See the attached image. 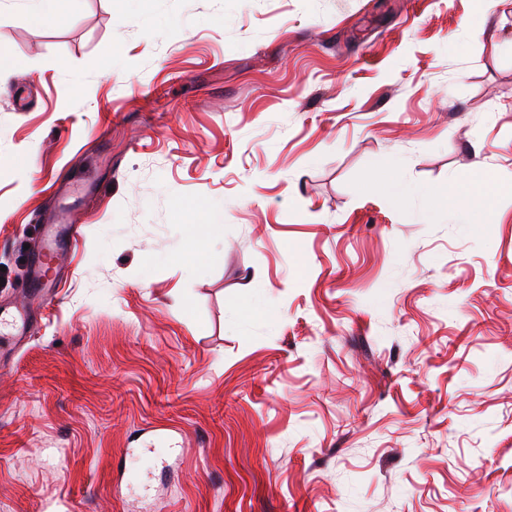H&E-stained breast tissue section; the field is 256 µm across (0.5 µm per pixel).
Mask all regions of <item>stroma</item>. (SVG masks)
I'll return each mask as SVG.
<instances>
[{
    "mask_svg": "<svg viewBox=\"0 0 512 512\" xmlns=\"http://www.w3.org/2000/svg\"><path fill=\"white\" fill-rule=\"evenodd\" d=\"M473 13L0 0V305L80 229L0 356V512H512V194L448 218L512 184V0ZM374 174H380L384 190L393 198L402 200L413 193V188L397 173L396 163L389 159L378 161ZM502 192H512V185H501L492 174H483L482 177L471 183L468 194L472 198L484 200L487 204ZM80 235L79 228L51 224L44 230L41 244L33 253L32 262L35 269V287L41 288L57 274L56 259L62 246L67 247Z\"/></svg>",
    "mask_w": 512,
    "mask_h": 512,
    "instance_id": "1",
    "label": "stroma"
}]
</instances>
